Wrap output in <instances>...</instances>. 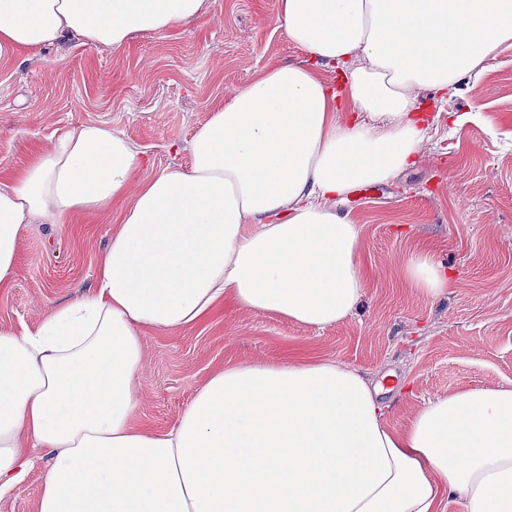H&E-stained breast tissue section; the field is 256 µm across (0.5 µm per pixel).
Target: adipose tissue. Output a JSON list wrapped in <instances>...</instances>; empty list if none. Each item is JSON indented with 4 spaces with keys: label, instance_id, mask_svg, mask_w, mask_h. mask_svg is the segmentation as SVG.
<instances>
[{
    "label": "adipose tissue",
    "instance_id": "1",
    "mask_svg": "<svg viewBox=\"0 0 512 512\" xmlns=\"http://www.w3.org/2000/svg\"><path fill=\"white\" fill-rule=\"evenodd\" d=\"M210 13L209 0H0V60L76 39L123 48ZM302 61L267 65L217 102L185 169H155L89 121L0 173V290L28 224L111 211L93 284L36 330L0 332V495L45 450L39 512H512V387L464 389L399 428L381 381L334 359L234 364L177 426L136 427L141 332L220 305L323 329L364 292L362 226L338 202L414 167L447 92L512 42V0H278ZM338 70L328 80L325 68ZM418 293L448 274L405 263Z\"/></svg>",
    "mask_w": 512,
    "mask_h": 512
}]
</instances>
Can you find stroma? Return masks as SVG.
<instances>
[{"instance_id":"obj_1","label":"stroma","mask_w":512,"mask_h":512,"mask_svg":"<svg viewBox=\"0 0 512 512\" xmlns=\"http://www.w3.org/2000/svg\"><path fill=\"white\" fill-rule=\"evenodd\" d=\"M278 0H211L202 19L137 33L119 50L67 41L0 61V172L88 121L123 131L156 168L185 167L215 100L271 63L302 53L288 43ZM431 140L419 163L390 182L354 190L338 206L364 227L365 291L353 315L322 330L234 305L179 332L142 335L134 423L177 424L198 390L230 364L332 358L382 379L395 428L427 401L466 388L512 386V48L447 94L423 92ZM461 117L451 126L449 115ZM111 213L30 224L18 241L21 272L0 290V331L34 329L88 287ZM431 249L448 272L443 295L409 288L403 266ZM0 512H38L50 457L34 449Z\"/></svg>"}]
</instances>
